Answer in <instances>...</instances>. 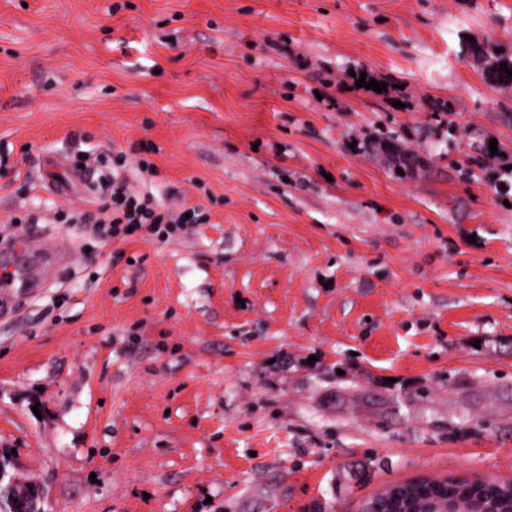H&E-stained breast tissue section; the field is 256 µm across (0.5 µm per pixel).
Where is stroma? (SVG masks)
Returning a JSON list of instances; mask_svg holds the SVG:
<instances>
[{"label": "stroma", "instance_id": "1", "mask_svg": "<svg viewBox=\"0 0 512 512\" xmlns=\"http://www.w3.org/2000/svg\"><path fill=\"white\" fill-rule=\"evenodd\" d=\"M512 0H0V456L45 512H358L512 480ZM386 84L357 87L356 76ZM497 152H490V145ZM205 212L69 221L89 186ZM422 157L402 166L404 154ZM127 156L124 152L113 154L112 158V189L101 198L89 204L95 214L76 218L81 223H91L92 229L100 237H117L121 234L131 236L145 228L158 238L168 241L170 236L179 230L181 224L203 221L206 218L195 208L185 211L162 209L153 197L141 195L130 188L127 179L119 172L124 168ZM186 213L190 218L186 219Z\"/></svg>", "mask_w": 512, "mask_h": 512}]
</instances>
